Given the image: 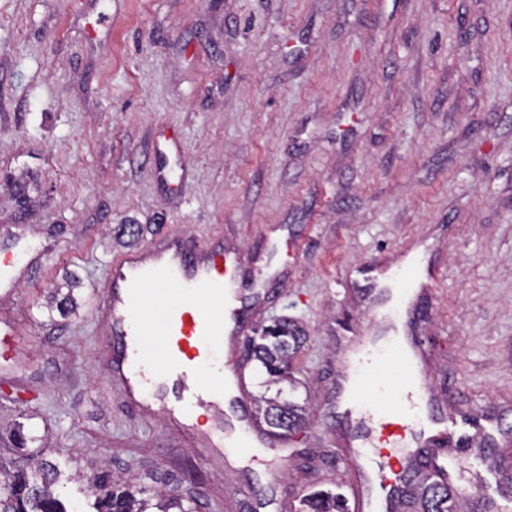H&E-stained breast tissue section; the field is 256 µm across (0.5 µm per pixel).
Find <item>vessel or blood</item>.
I'll use <instances>...</instances> for the list:
<instances>
[{
    "mask_svg": "<svg viewBox=\"0 0 512 512\" xmlns=\"http://www.w3.org/2000/svg\"><path fill=\"white\" fill-rule=\"evenodd\" d=\"M236 256L219 241L202 242L170 231L148 245L114 257L110 278L95 321L105 327L102 349L112 383L138 412L160 407L168 413L191 411L230 394L236 404L226 415L225 432L251 428L249 407L241 400V379L235 365L242 336L256 323L255 299L260 289L278 284L267 269L251 284H243ZM411 267L396 269L369 265L359 271L363 291L373 307H380L384 282L397 279L415 284L399 317L409 326L423 312L437 274L417 280ZM158 287L162 307L158 316L160 349L154 365L141 358L147 326L138 312L150 287ZM234 288L238 307L224 310V290ZM421 343L394 339L376 345L373 337L352 336L338 364L333 385L336 406L354 423L349 440L365 457L369 483L354 485L351 512H387L399 498L409 475L432 467L441 483L459 496L463 489L445 465L429 456L431 449L460 451L470 439L467 418L437 410L429 384L419 370Z\"/></svg>",
    "mask_w": 512,
    "mask_h": 512,
    "instance_id": "1",
    "label": "vessel or blood"
}]
</instances>
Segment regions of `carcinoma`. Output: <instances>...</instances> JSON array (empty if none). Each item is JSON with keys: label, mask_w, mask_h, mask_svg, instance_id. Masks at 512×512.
I'll return each mask as SVG.
<instances>
[{"label": "carcinoma", "mask_w": 512, "mask_h": 512, "mask_svg": "<svg viewBox=\"0 0 512 512\" xmlns=\"http://www.w3.org/2000/svg\"><path fill=\"white\" fill-rule=\"evenodd\" d=\"M77 281L65 277V289H56L48 298V312L61 316L71 315L77 307L74 287ZM305 340L302 329L286 319H277L262 326L257 335L248 341L251 359L258 363L267 375V384L295 383L292 362ZM276 396H259L256 417L265 423L269 434L283 438L300 429L306 423L304 409L297 403ZM14 437L21 462L0 460V512H68L56 488L60 472L38 452L29 449L36 438L18 426ZM77 479L85 483L87 496L94 498L95 512H195L197 496L189 489L171 487L153 492L155 504L143 498L146 489L130 479L112 480V474H79ZM303 512H346L342 494L331 489L315 488L302 499ZM448 490L426 489L419 502L412 505L415 512H447Z\"/></svg>", "instance_id": "carcinoma-1"}]
</instances>
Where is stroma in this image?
<instances>
[{
    "label": "stroma",
    "instance_id": "1",
    "mask_svg": "<svg viewBox=\"0 0 512 512\" xmlns=\"http://www.w3.org/2000/svg\"><path fill=\"white\" fill-rule=\"evenodd\" d=\"M118 224L221 233L246 268L284 267L258 319L307 342L295 397L312 424L246 464L186 446L106 378L91 317ZM442 268L418 328L441 398L499 444L457 454L512 501V0H0V261L23 278L0 324V436L48 438L75 472L198 488L197 512H297L356 479L333 402L340 337L370 322L342 281L396 257ZM68 318L41 309L65 274Z\"/></svg>",
    "mask_w": 512,
    "mask_h": 512
}]
</instances>
